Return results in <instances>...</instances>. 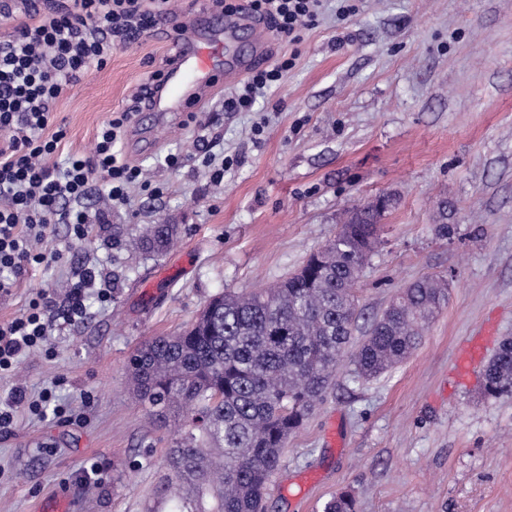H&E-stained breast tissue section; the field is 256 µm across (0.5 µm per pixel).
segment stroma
<instances>
[{"label": "stroma", "mask_w": 512, "mask_h": 512, "mask_svg": "<svg viewBox=\"0 0 512 512\" xmlns=\"http://www.w3.org/2000/svg\"><path fill=\"white\" fill-rule=\"evenodd\" d=\"M173 37L166 23L115 47L104 69L60 97L65 152L90 150L101 123L175 52ZM285 53L293 68L253 111L223 108L237 78L198 104L204 127L157 113L132 124L122 150L163 195L133 190L109 218L116 237L95 229L78 242L53 225L46 261L0 297V321L40 291L63 306L89 256L113 284L110 303L89 300L84 322L56 321L53 357L27 354L0 377V405L15 388L35 396L52 386L78 417L16 408L12 435L0 436V512H38L61 495L72 512H176L159 493L171 436L135 402L130 355L189 326L224 290L274 284L334 236L353 202L379 195L394 205L355 285L353 342L420 277L447 279L448 302L378 379L337 373L288 439L268 512H323L340 493L357 512H512V398L483 394L485 360L512 336V0H325L300 42L269 39L260 67ZM207 141L232 161L223 182L194 159ZM177 152L186 165L166 167ZM161 221L180 228L173 249H125ZM475 336L483 357L460 375Z\"/></svg>", "instance_id": "1"}]
</instances>
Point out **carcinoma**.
Returning a JSON list of instances; mask_svg holds the SVG:
<instances>
[{
    "mask_svg": "<svg viewBox=\"0 0 512 512\" xmlns=\"http://www.w3.org/2000/svg\"><path fill=\"white\" fill-rule=\"evenodd\" d=\"M387 209L355 203L336 235L278 283L250 293L215 295L194 323L145 342L127 370L138 403L153 423L177 427L163 491L178 512H266L267 487L288 437L314 410L344 363L366 380L403 361L447 300L433 278L401 290L368 336L351 342L359 318L355 283L380 244ZM175 224H149L127 239L138 252L163 254ZM484 394L512 397V338L484 371ZM324 512H356L348 494Z\"/></svg>",
    "mask_w": 512,
    "mask_h": 512,
    "instance_id": "carcinoma-1",
    "label": "carcinoma"
}]
</instances>
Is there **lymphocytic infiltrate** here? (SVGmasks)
Masks as SVG:
<instances>
[{
  "label": "lymphocytic infiltrate",
  "mask_w": 512,
  "mask_h": 512,
  "mask_svg": "<svg viewBox=\"0 0 512 512\" xmlns=\"http://www.w3.org/2000/svg\"><path fill=\"white\" fill-rule=\"evenodd\" d=\"M170 0H25L26 20L11 38L0 41V296L44 254L37 244L50 225H68L84 240L103 214H89L84 201L102 182L116 206L131 202L133 189L162 195L143 170L122 152L121 141L146 100L139 88L130 106L104 121L89 154L62 155L64 128L53 125V105L91 70L106 66L113 46L140 39L171 17ZM320 0H209L211 9L246 13L266 22L274 37L298 41L313 26ZM291 57L254 70L242 93L225 100L230 112L250 111L257 96L276 86L292 67ZM96 262L75 272L61 315H54L46 294L32 298L15 317L0 322V376L13 372L20 359L46 350L56 319L78 323L88 316L86 296L99 303L112 299L110 285H99Z\"/></svg>",
  "instance_id": "f902f5d3"
}]
</instances>
